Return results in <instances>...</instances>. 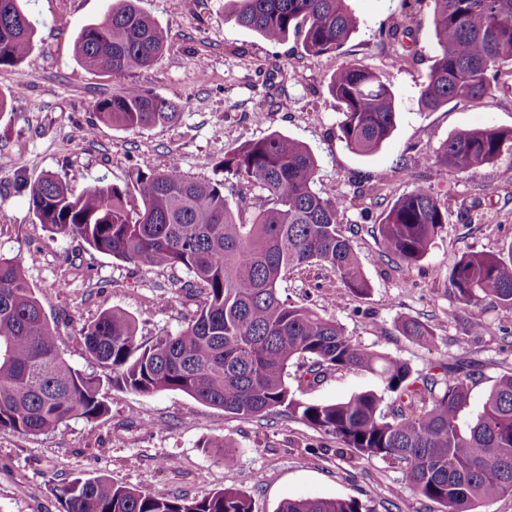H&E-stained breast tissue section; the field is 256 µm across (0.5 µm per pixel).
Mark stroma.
Returning a JSON list of instances; mask_svg holds the SVG:
<instances>
[{
    "instance_id": "stroma-1",
    "label": "stroma",
    "mask_w": 512,
    "mask_h": 512,
    "mask_svg": "<svg viewBox=\"0 0 512 512\" xmlns=\"http://www.w3.org/2000/svg\"><path fill=\"white\" fill-rule=\"evenodd\" d=\"M114 0H24L36 23L35 46L17 68L0 69V254L20 256L26 278L73 368L105 375L78 342L81 329L103 312L120 308L137 324L139 343L177 334L201 306V288L181 291L184 273L144 268L90 248L78 238L52 234L29 208L17 174L35 179L57 174L73 192L87 184L126 185L132 164L178 168L199 181L216 177L215 165L244 142L281 133L316 155L319 187L346 199L341 228L351 238L370 292L357 296L330 269L291 270L281 289L295 304L335 317L357 343L406 361L413 372L464 357L475 377L471 420L499 378L512 374V313L481 304L463 306L448 286V269L463 252L494 253L512 244V151L463 175L439 167L448 135L493 126L512 129V87L466 104L420 109L421 86L436 52L432 0H351L357 27L344 46L321 55L303 49V30L272 44L229 21L222 0H139L168 33L163 54L149 67L102 73L75 54L80 30L101 22ZM414 17L416 58L395 68L401 50L390 29ZM369 65L390 86L398 112L390 140L360 156L338 137L339 114L327 93L346 63ZM137 85L180 106L178 121L148 130H125L98 119L94 105ZM389 178L373 195L359 196L380 171ZM424 175L448 222L427 256L407 266L386 257L377 233L388 203L408 193ZM414 318L432 327L431 347L400 330ZM361 370L296 386L297 396L334 403L376 389ZM109 411L94 423L69 421L49 435L0 433V512H62L55 487L79 476H107L155 494L202 497L239 489L258 512H277L288 499L341 497L367 512H441L403 482L400 465L382 458L340 453L335 439L301 421L273 414L243 420L166 391L141 395L107 389ZM223 438L234 451L203 447Z\"/></svg>"
}]
</instances>
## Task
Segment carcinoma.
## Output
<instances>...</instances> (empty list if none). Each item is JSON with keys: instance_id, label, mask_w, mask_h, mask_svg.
<instances>
[{"instance_id": "carcinoma-1", "label": "carcinoma", "mask_w": 512, "mask_h": 512, "mask_svg": "<svg viewBox=\"0 0 512 512\" xmlns=\"http://www.w3.org/2000/svg\"><path fill=\"white\" fill-rule=\"evenodd\" d=\"M117 0L104 20L84 27L76 57L91 69L124 72L150 66L168 35L137 5ZM437 49L420 89L428 111L481 99L499 87L512 62V0H433ZM228 17L271 43L303 26L310 55L339 50L357 19L348 0H228ZM36 26L22 0H0V67L17 68L34 46ZM341 114L338 138L360 156L376 153L396 127L390 87L371 67L349 63L328 84ZM100 120L124 129L171 125L178 105L130 87L100 100ZM512 150V130L478 127L448 136L436 163L462 174ZM224 179L199 182L176 169L142 162L131 186L93 182L78 195L53 174L20 179L30 208L50 232L83 240L92 249L146 267L183 271L187 285L205 288L204 305L175 335L137 342L135 320L112 309L81 330L85 351L110 370L107 380L71 367L58 351L19 260L0 255V432L47 435L72 419L94 422L108 413L104 384L150 395L182 392L250 420L286 414L336 439L358 458L402 465L403 481L441 512H476L512 495V374L502 376L476 419L461 428L472 377L469 365H439L413 376L410 365L375 352L344 333L335 318L281 295L290 270L330 268L351 292L370 286L352 241L340 232L346 200L315 189L318 163L302 142L279 133L249 141L219 162ZM245 179L269 193L272 206L250 224L237 222L226 183ZM141 208L128 209L130 191ZM448 221L431 187L388 204L377 232L385 254L407 265L425 258ZM459 303H491L512 310V243L496 254L467 251L448 269ZM401 330L422 347L434 332L414 319ZM312 384L329 373L360 369L381 390L335 403L302 401L291 391L288 368ZM392 402L384 404V395ZM63 512H257L247 493L224 489L198 499L155 495L103 477H77L55 488ZM278 512H364L349 498H301Z\"/></svg>"}]
</instances>
